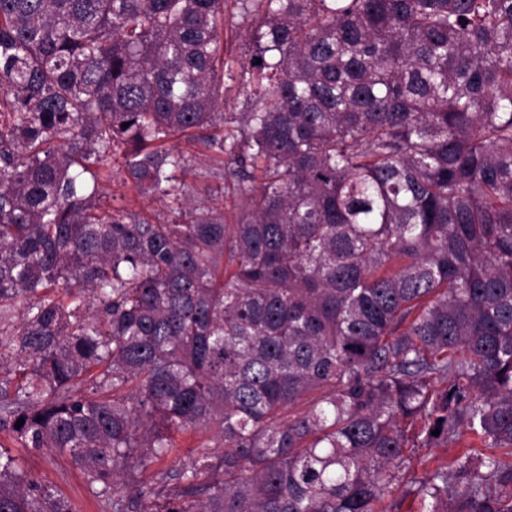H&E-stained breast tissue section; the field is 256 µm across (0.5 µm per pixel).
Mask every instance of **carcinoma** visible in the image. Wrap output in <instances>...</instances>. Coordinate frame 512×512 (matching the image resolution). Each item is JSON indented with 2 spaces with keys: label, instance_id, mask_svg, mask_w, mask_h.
I'll return each mask as SVG.
<instances>
[{
  "label": "carcinoma",
  "instance_id": "cac0c4a2",
  "mask_svg": "<svg viewBox=\"0 0 512 512\" xmlns=\"http://www.w3.org/2000/svg\"><path fill=\"white\" fill-rule=\"evenodd\" d=\"M233 3L0 0V432L110 512H512V0ZM0 512L70 510L0 443ZM244 28L240 27V19L235 17L231 19L230 12H227V19L224 25V58H241L245 48L243 34ZM167 147L184 153L190 159V163L198 168L206 165L213 167L214 159H216V155L213 152L205 149L199 143L194 144L187 137L172 139L167 143ZM103 175L98 186L103 206L124 207L149 218L152 222H171L175 219L167 205L158 202L155 197L139 194L117 164L112 165V172L103 170ZM179 448H177L167 459L158 462L152 467L148 468L144 473V478L150 480L154 474L160 470H164L174 464L179 459H185L188 455L193 454L196 449H202L204 446H209L212 450H222L224 445L222 441L215 437L213 433H197L194 435L186 434L183 437H177ZM197 446H201L197 448ZM464 444L465 442L456 447L448 448H420L413 462L412 471L415 472L417 477H424L426 471L432 467L433 464L430 463V460H433L434 457H447L448 463H450L463 453L469 452V448H466Z\"/></svg>",
  "mask_w": 512,
  "mask_h": 512
}]
</instances>
